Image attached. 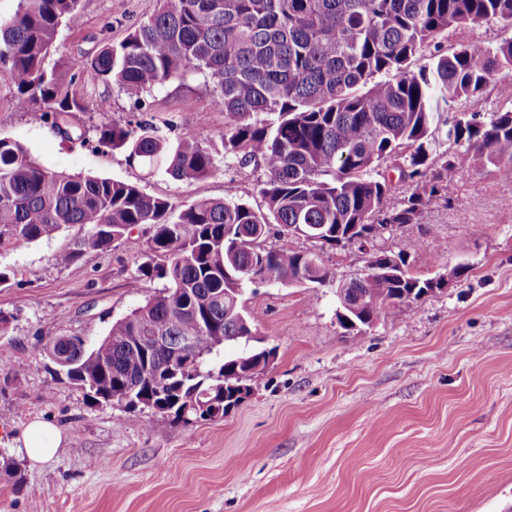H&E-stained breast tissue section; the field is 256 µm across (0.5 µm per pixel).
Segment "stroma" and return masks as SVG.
<instances>
[{
	"label": "stroma",
	"instance_id": "stroma-1",
	"mask_svg": "<svg viewBox=\"0 0 512 512\" xmlns=\"http://www.w3.org/2000/svg\"><path fill=\"white\" fill-rule=\"evenodd\" d=\"M157 6L80 0V26L59 27L62 53L45 66L64 61L74 76L87 109L73 123L85 142L22 108L1 77L0 135L54 170L133 183L177 204L224 198L231 182L236 202L265 210L261 169L184 183L97 145L106 118L149 121L171 142L224 131L202 74L136 100L92 70L105 44L120 43ZM104 98L102 114L94 106ZM456 180L450 198L432 199L418 223L388 228L375 246L406 255L423 279L459 263L468 276L357 332L336 320V289L362 269V253L270 227L267 245L319 252L330 279L247 287L256 334L276 358L221 420L185 424L95 402L37 353L57 336L95 347L163 288L138 280L137 250L117 243L56 266L54 255L85 234L74 224L1 257L12 277L0 309L13 319L0 335V512H512V181L469 158ZM36 418L65 439L34 465L16 440Z\"/></svg>",
	"mask_w": 512,
	"mask_h": 512
}]
</instances>
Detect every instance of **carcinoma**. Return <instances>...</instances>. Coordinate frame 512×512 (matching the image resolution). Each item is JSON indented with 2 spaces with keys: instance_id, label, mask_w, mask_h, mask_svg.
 I'll return each mask as SVG.
<instances>
[{
  "instance_id": "1",
  "label": "carcinoma",
  "mask_w": 512,
  "mask_h": 512,
  "mask_svg": "<svg viewBox=\"0 0 512 512\" xmlns=\"http://www.w3.org/2000/svg\"><path fill=\"white\" fill-rule=\"evenodd\" d=\"M489 20L511 27L512 0H160L119 44L100 49L92 69L130 99L191 72L205 75L211 104L225 116L224 153L263 170L267 208L213 199L177 206L136 184L44 167L22 144L0 137V256L80 224L84 237L53 258L66 267L87 250L135 242L133 229L147 225L138 278L165 282L112 322L93 350L75 337L61 363L56 337L40 348L42 355L92 399L130 412L131 387L152 389L147 360L164 366L172 354L161 345L147 355L142 337L167 336L172 345L190 337L194 373H172L160 392L172 419L204 418L196 404L209 394L222 392L237 407L236 384L265 348L225 356L216 377L204 364L219 347L255 335L244 287L322 285L330 277L313 252L265 247V229L276 224L293 236L298 226L314 224V241L331 247L376 240L394 224L417 222L431 198L450 196L459 161L434 152L433 134L456 102L512 76V37L493 47L477 41L450 51L437 47L431 65L417 73L411 64L448 30ZM64 22L79 24V0H19L13 17L0 20V75L23 108L43 110L54 130L83 143L71 118L86 106L62 92L64 72L45 66L60 51ZM259 113L276 120L262 123ZM445 135L479 165L512 180V111L487 121L464 113ZM95 137L149 170L165 166L177 181L217 171V148L200 134L170 143L143 120H105ZM389 159L415 183L398 207L389 206L390 181L370 176ZM343 288L348 299L369 302L343 308L338 322L347 331L349 321L366 326L417 303L431 285L411 273L403 256L371 249L363 272Z\"/></svg>"
}]
</instances>
